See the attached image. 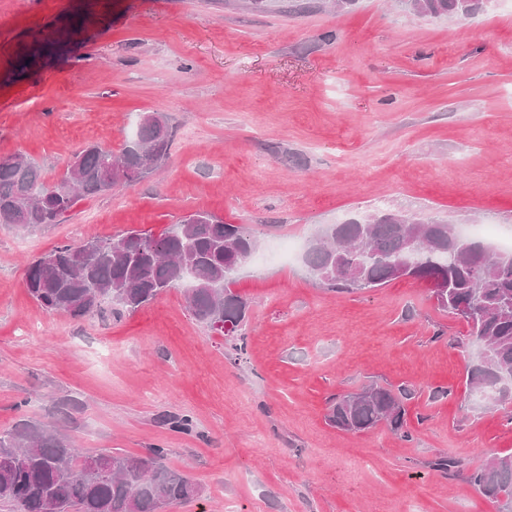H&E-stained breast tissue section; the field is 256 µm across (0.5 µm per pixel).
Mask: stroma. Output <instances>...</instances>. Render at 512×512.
I'll return each instance as SVG.
<instances>
[{
	"mask_svg": "<svg viewBox=\"0 0 512 512\" xmlns=\"http://www.w3.org/2000/svg\"><path fill=\"white\" fill-rule=\"evenodd\" d=\"M245 0H0V156L58 174L89 144L120 150L144 114L173 130L162 166L82 198L57 224L0 225V431L29 420L79 448L167 463L201 488L172 512H498L468 481L512 452V399L477 401L478 347L426 283L320 288L283 240L390 209L512 233V0L464 23L396 0L272 11ZM81 36L17 77L68 20ZM205 211L260 241L233 286L247 354L197 321L182 289L134 312L43 311L28 263L136 229L158 236ZM404 388L412 440L329 424L331 400ZM188 416L189 433L174 419ZM443 456L460 472L434 469Z\"/></svg>",
	"mask_w": 512,
	"mask_h": 512,
	"instance_id": "stroma-1",
	"label": "stroma"
}]
</instances>
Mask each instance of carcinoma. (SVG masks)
Segmentation results:
<instances>
[{
  "label": "carcinoma",
  "mask_w": 512,
  "mask_h": 512,
  "mask_svg": "<svg viewBox=\"0 0 512 512\" xmlns=\"http://www.w3.org/2000/svg\"><path fill=\"white\" fill-rule=\"evenodd\" d=\"M401 7L423 19L465 21L489 0H400ZM173 132L159 123L139 124L134 137L114 152L96 144L84 148L51 182L21 154L0 156V224L27 229L56 224L83 197L116 186H132L168 158ZM419 235L421 264L409 277L443 282L433 293L437 307L466 322L469 335L483 344L478 363L468 370L476 392L506 397L499 374H512V254H495L456 226L435 219L411 222L397 213L378 211L367 226L348 221L326 224V240L312 239L303 255L309 276L329 291L381 288L398 279L394 267L405 257L413 234ZM258 248L252 231L199 212L155 237L132 230L118 238L92 237L80 246L63 245L26 269L32 298L49 314L81 319L102 313L110 300L115 311H134L169 288L184 290L188 309L200 322L234 337L231 350L246 353L242 324L246 302L232 290L239 269ZM461 260L448 264V254ZM404 390L370 384L362 395L333 398L330 424L340 430L367 432L380 424L404 440L411 438ZM167 449L148 459L120 451L82 454L56 428L29 422L0 431V500L16 512H164L166 507L199 496L184 473L165 463ZM512 453L495 456L469 475L485 498L498 503L512 496Z\"/></svg>",
  "instance_id": "1"
}]
</instances>
